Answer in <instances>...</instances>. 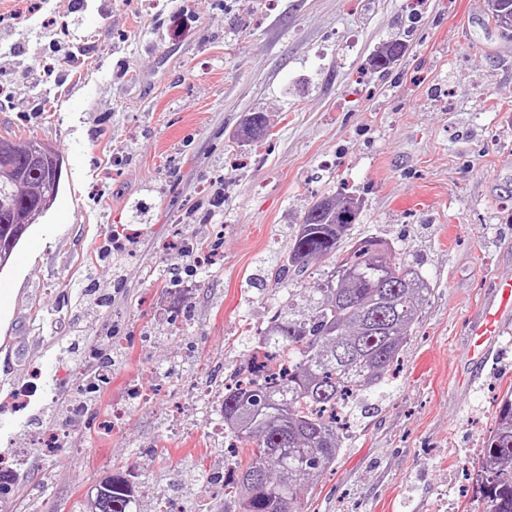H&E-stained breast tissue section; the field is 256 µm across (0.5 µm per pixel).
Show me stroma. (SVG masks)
<instances>
[{"label":"stroma","mask_w":512,"mask_h":512,"mask_svg":"<svg viewBox=\"0 0 512 512\" xmlns=\"http://www.w3.org/2000/svg\"><path fill=\"white\" fill-rule=\"evenodd\" d=\"M394 42L399 60L377 68ZM2 85L0 133L45 140L63 168L0 272V456L15 462L0 512H86L116 469L138 484L135 512H238L206 405L249 363L247 336L329 266L283 282L270 258L312 203L345 195L362 201L351 238L388 241L431 295L301 510L486 512L482 448L512 386V331L470 353L512 280V39L486 0H0ZM90 282L108 306L75 311ZM73 336L112 352L77 429ZM31 380L38 397L13 404ZM494 292L495 300L483 306L480 319L470 329L472 353L481 361L487 359L491 348L508 331L510 317L512 321V283L500 282Z\"/></svg>","instance_id":"1"}]
</instances>
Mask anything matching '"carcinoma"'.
I'll return each instance as SVG.
<instances>
[{
	"label": "carcinoma",
	"mask_w": 512,
	"mask_h": 512,
	"mask_svg": "<svg viewBox=\"0 0 512 512\" xmlns=\"http://www.w3.org/2000/svg\"><path fill=\"white\" fill-rule=\"evenodd\" d=\"M491 20L512 37V0H488ZM11 142L21 177L0 183V269L10 261L32 224L54 204L62 170L29 166L38 138ZM354 198L324 197L305 212L284 257L273 259L279 279L306 273L313 261L343 257L315 288L307 304L275 317L254 337L252 353L288 366L264 374L254 367L224 388V431L251 445L248 459H237L233 488L239 512H300V493L331 468L342 449L346 409L354 393L384 383L410 336L431 288L413 265L399 260L392 246L383 252L378 237L348 241L357 214ZM96 373L79 372L76 387L93 392L112 367L107 354H95ZM479 489L487 512H512V388L502 396L495 429L483 449ZM121 475L100 483L90 512H133L134 499L120 487Z\"/></svg>",
	"instance_id": "obj_1"
}]
</instances>
